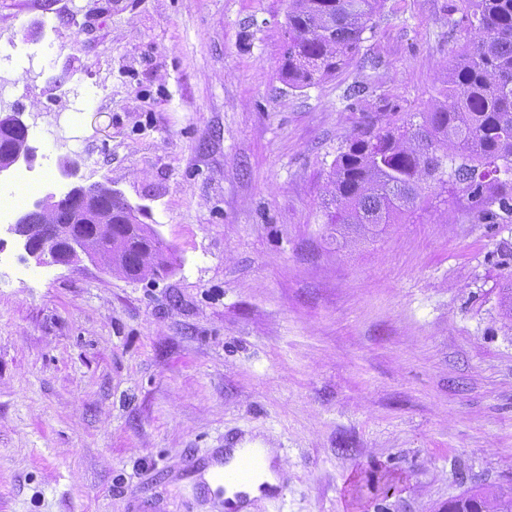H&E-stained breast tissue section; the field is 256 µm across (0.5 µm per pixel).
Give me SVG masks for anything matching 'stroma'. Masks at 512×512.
Here are the masks:
<instances>
[{"label": "stroma", "mask_w": 512, "mask_h": 512, "mask_svg": "<svg viewBox=\"0 0 512 512\" xmlns=\"http://www.w3.org/2000/svg\"><path fill=\"white\" fill-rule=\"evenodd\" d=\"M459 3L384 0L343 70L293 89L288 0H0V113L35 150L0 173L15 216L107 181L177 257L134 281L0 231V512H218L198 469L231 444L284 464L253 512L512 491V223L436 199L345 239L324 193L381 101L429 107Z\"/></svg>", "instance_id": "obj_1"}]
</instances>
